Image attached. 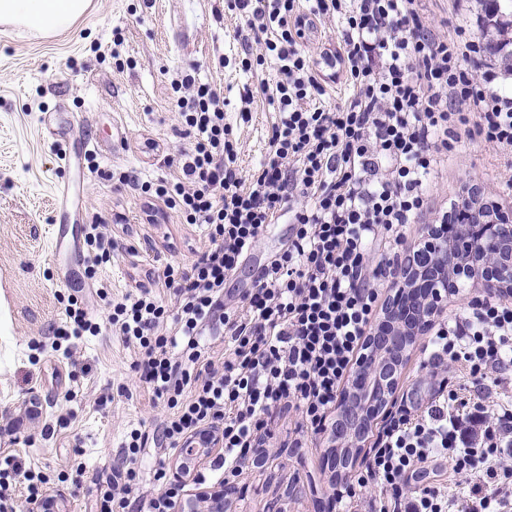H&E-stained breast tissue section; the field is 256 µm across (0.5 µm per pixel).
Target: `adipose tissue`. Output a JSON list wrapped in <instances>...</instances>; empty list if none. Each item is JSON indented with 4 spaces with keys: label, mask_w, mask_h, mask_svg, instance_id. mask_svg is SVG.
Masks as SVG:
<instances>
[{
    "label": "adipose tissue",
    "mask_w": 512,
    "mask_h": 512,
    "mask_svg": "<svg viewBox=\"0 0 512 512\" xmlns=\"http://www.w3.org/2000/svg\"><path fill=\"white\" fill-rule=\"evenodd\" d=\"M90 5L91 0H0V22L50 37L73 29Z\"/></svg>",
    "instance_id": "adipose-tissue-1"
}]
</instances>
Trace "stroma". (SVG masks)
Masks as SVG:
<instances>
[{"label":"stroma","mask_w":512,"mask_h":512,"mask_svg":"<svg viewBox=\"0 0 512 512\" xmlns=\"http://www.w3.org/2000/svg\"><path fill=\"white\" fill-rule=\"evenodd\" d=\"M213 7V0H92L80 23L54 38L0 27V427L17 430L15 437L0 436V448L17 451L25 467L51 477L57 512H93L95 481L121 459L128 427L152 426L163 413L131 368L133 349L110 329L78 341L71 359L48 351L52 329L61 323L62 299L81 290L90 314L102 317L96 287L122 298L149 267L191 261L208 244L201 226L173 214L163 224L142 223L137 192L114 189L106 173L124 171L142 181L175 176L162 158L143 156L138 143L153 138L169 154L189 147L170 85L186 70L198 82L221 88L243 178H250L265 152L275 117L267 99L256 95L250 121L238 115L244 87L260 83L236 64L249 32L234 15L215 14ZM422 9L442 36L460 24L476 28L482 12L478 0H423ZM42 115L62 130L79 121V135L94 142L92 159L78 161L79 176L69 177L56 158L38 124ZM510 178L512 156L479 138H462L439 167L405 248L457 203L464 186L480 187L511 212L512 195L502 187ZM67 182L79 200L81 221L96 214L108 218L116 210L127 217L111 227L120 250L92 281L81 276V257L66 272L49 261L55 189ZM287 239V225L272 226L226 281L225 299L238 300ZM422 357L417 348L408 358L397 401L420 406L437 391L441 377L420 369ZM33 398L43 409L31 420L23 408ZM294 420L284 411L275 415L273 439L236 479L226 512H328L335 468L326 441L310 434L305 447H289ZM77 463L85 468L79 484L58 481L59 472Z\"/></svg>","instance_id":"stroma-1"}]
</instances>
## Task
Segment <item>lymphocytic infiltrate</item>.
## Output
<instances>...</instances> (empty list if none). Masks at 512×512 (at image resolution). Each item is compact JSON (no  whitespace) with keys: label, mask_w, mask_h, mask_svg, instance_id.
Listing matches in <instances>:
<instances>
[{"label":"lymphocytic infiltrate","mask_w":512,"mask_h":512,"mask_svg":"<svg viewBox=\"0 0 512 512\" xmlns=\"http://www.w3.org/2000/svg\"><path fill=\"white\" fill-rule=\"evenodd\" d=\"M224 6L260 47L242 57V70L273 74L259 92L276 117L263 160L243 179L223 93L183 72L171 88L191 146L171 156L153 139L141 144L177 170L169 180L137 183L143 222L161 224L175 212L204 225L209 245L121 299L97 292L109 325L134 349L133 370L167 412L153 432H126L122 464L96 481L95 512H174L186 485L205 486L207 472L185 461L174 483L163 468L144 476L138 463L183 452L194 436L220 443L210 470L230 481L261 451L260 433L280 406L297 412L298 428L332 424L378 317L377 283L395 275L397 248L427 205L442 154L465 133L512 150V89L497 87L481 37L463 26L438 36L423 21L422 0ZM325 19L335 21L337 36L310 56L303 40ZM339 77L347 95L334 104L329 90ZM283 219L287 246L239 301L225 302L227 278ZM103 226L98 216L85 227L90 280L112 253ZM98 333L83 299L68 296L51 349L71 355L73 341ZM423 354L430 367H456L463 390L392 412L363 470L336 486L340 512H452L447 484L413 486L439 461L471 481L466 512H512V400H490L486 391L489 371L512 373V304L473 298L433 324ZM48 491L42 472L0 454V512H44Z\"/></svg>","instance_id":"lymphocytic-infiltrate-1"}]
</instances>
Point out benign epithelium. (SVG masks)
<instances>
[{
    "mask_svg": "<svg viewBox=\"0 0 512 512\" xmlns=\"http://www.w3.org/2000/svg\"><path fill=\"white\" fill-rule=\"evenodd\" d=\"M465 224H429L391 278L390 298L338 406L339 456H365L366 421L385 417L401 370L418 338L444 310L448 289L468 281L494 294L512 293V216L469 186L458 202Z\"/></svg>",
    "mask_w": 512,
    "mask_h": 512,
    "instance_id": "obj_1",
    "label": "benign epithelium"
}]
</instances>
